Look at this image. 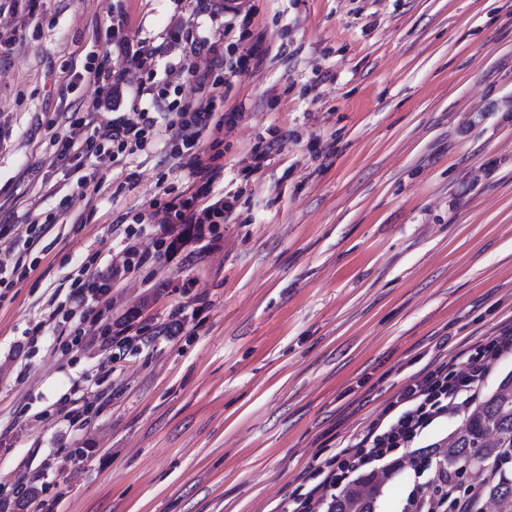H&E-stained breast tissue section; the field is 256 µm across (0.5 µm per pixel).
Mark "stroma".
I'll return each instance as SVG.
<instances>
[{
  "mask_svg": "<svg viewBox=\"0 0 512 512\" xmlns=\"http://www.w3.org/2000/svg\"><path fill=\"white\" fill-rule=\"evenodd\" d=\"M268 51L230 91L247 118L224 138V187L239 224L203 269L170 266L144 312L148 341L106 374L110 402L83 455L58 418L39 420L101 355L61 365L49 317L82 257L111 251L112 226L183 169L161 149L96 167L98 190L56 217L36 270L0 303V350L40 327L20 379L0 381V493L42 472L53 512H274L302 478L363 430L430 359L457 353L512 312V0H249ZM187 0H39L0 59V222L38 179L76 190L53 167L49 122L94 89L74 72L100 63L113 12L156 44ZM270 165L241 182L254 138ZM81 231L72 232L75 214ZM204 296L206 320L177 338L170 311ZM26 417H19V410ZM442 420L401 449L376 512H406L434 474L428 448L462 425Z\"/></svg>",
  "mask_w": 512,
  "mask_h": 512,
  "instance_id": "stroma-1",
  "label": "stroma"
}]
</instances>
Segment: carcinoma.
<instances>
[{
    "label": "carcinoma",
    "mask_w": 512,
    "mask_h": 512,
    "mask_svg": "<svg viewBox=\"0 0 512 512\" xmlns=\"http://www.w3.org/2000/svg\"><path fill=\"white\" fill-rule=\"evenodd\" d=\"M474 452L491 462L490 477L470 496L456 499L455 512H480L477 506L484 499L493 500L498 512H512V474L500 467L512 458V375L502 379L448 439L431 447L437 487L442 491L437 496L438 504L449 499L445 487H456L459 463ZM382 493L383 482L376 476H361L336 493L329 512H375Z\"/></svg>",
    "instance_id": "carcinoma-1"
}]
</instances>
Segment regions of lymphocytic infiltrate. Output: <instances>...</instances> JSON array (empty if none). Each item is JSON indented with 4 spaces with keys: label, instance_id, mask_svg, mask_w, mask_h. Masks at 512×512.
<instances>
[{
    "label": "lymphocytic infiltrate",
    "instance_id": "f902f5d3",
    "mask_svg": "<svg viewBox=\"0 0 512 512\" xmlns=\"http://www.w3.org/2000/svg\"><path fill=\"white\" fill-rule=\"evenodd\" d=\"M203 15L228 16L224 35L243 39L251 34L254 12L245 0H191L190 13L172 16L159 43L149 48L125 34V13L114 15L105 29L111 50L103 62L84 69L85 79L96 87L91 103L66 116L65 132L52 135L55 163L75 177L81 188L95 179L86 167L89 158L115 161L157 144L168 160L188 170L182 191L163 187L161 197L152 198L147 209L118 217L115 228L123 233L121 249L109 256L89 255L80 275L72 278L66 303L79 324L72 331L70 347L86 346L92 326L99 331L98 348L103 355L128 345L133 333L143 330L144 308L123 307L126 282L143 271L154 295L163 294L168 284L158 278V271L171 264L204 266L210 255L223 248L225 224L238 217V194L222 188L221 135L244 118L242 106L228 105L230 90L241 74L259 67L263 57L254 47L244 54L226 55L216 43L197 39L194 22ZM178 43L187 47L179 67L157 74L156 57ZM188 86L193 96L185 95ZM106 111L111 118L104 133L93 135L92 127ZM57 194L54 185L41 182L26 203L31 220L24 230L0 224V240L15 234L21 241L20 247H7L0 254V302L38 265L35 251L52 223L40 221L35 212L43 198ZM506 355H512V314L460 356L438 354L413 373L370 425L351 435L346 446L306 475L293 496L292 512H329L337 488L352 477L399 449L412 447L440 420L469 410L494 361ZM109 396L97 377L83 386L72 385L56 401L54 412L71 430L83 431L90 425L92 401L103 402Z\"/></svg>",
    "mask_w": 512,
    "mask_h": 512
}]
</instances>
